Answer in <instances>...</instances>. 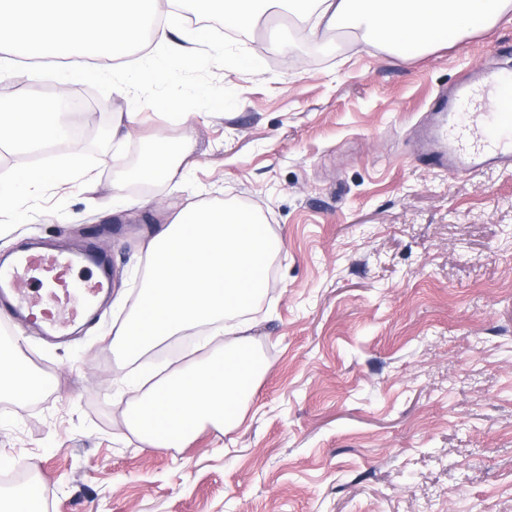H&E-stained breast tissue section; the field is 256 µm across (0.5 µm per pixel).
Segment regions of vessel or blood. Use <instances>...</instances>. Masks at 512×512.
<instances>
[{"label": "vessel or blood", "instance_id": "vessel-or-blood-1", "mask_svg": "<svg viewBox=\"0 0 512 512\" xmlns=\"http://www.w3.org/2000/svg\"><path fill=\"white\" fill-rule=\"evenodd\" d=\"M509 83L511 69L486 68L475 70L470 81L450 89L452 107L466 113L467 120L460 123L447 118L431 135L432 157L449 175H474L490 161L512 163V114L486 109L497 90ZM71 265V258L43 250L0 264V313L13 319L27 313L39 315L45 334H63L66 325L52 306L68 292L66 278ZM25 270L43 274L47 286L40 296H30L24 288L21 273Z\"/></svg>", "mask_w": 512, "mask_h": 512}]
</instances>
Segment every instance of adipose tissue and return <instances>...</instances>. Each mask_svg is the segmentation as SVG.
Here are the masks:
<instances>
[{
    "label": "adipose tissue",
    "instance_id": "ef3b65f1",
    "mask_svg": "<svg viewBox=\"0 0 512 512\" xmlns=\"http://www.w3.org/2000/svg\"><path fill=\"white\" fill-rule=\"evenodd\" d=\"M174 0H0V65L41 59L67 47L103 50L119 60L143 42L145 20L154 36L192 69L194 50L172 41L174 22L162 16ZM225 25L254 27L268 13L287 12L303 37L322 30L360 31L402 53L446 45L490 31L512 11V0H208ZM163 137L151 141L133 174L153 183L172 172ZM281 248L270 225L249 209L190 203L156 227L145 258V280L129 314L112 324V353L123 363L184 331L199 330L208 356L152 384L123 383L136 399L123 411L128 431L151 448L169 431L190 440L204 424L228 432L240 422L262 373L242 315L268 288L259 266ZM38 378L18 343L0 344V399L22 400Z\"/></svg>",
    "mask_w": 512,
    "mask_h": 512
}]
</instances>
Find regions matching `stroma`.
<instances>
[{"mask_svg":"<svg viewBox=\"0 0 512 512\" xmlns=\"http://www.w3.org/2000/svg\"><path fill=\"white\" fill-rule=\"evenodd\" d=\"M265 65L214 69L236 108L177 121L146 109L112 142L123 167L51 196L0 235L97 253L112 286L64 338L0 319L48 389L0 407V466L39 479L47 512H512V167L431 166L438 96L480 64L512 68V12L454 45L399 55L362 32L302 39L275 19L242 36ZM64 152L86 149L128 102L81 82ZM194 149L176 174L127 181L152 136ZM256 211L280 239L249 313L264 374L242 423L144 448L124 425L112 322L132 301L154 225L196 201Z\"/></svg>","mask_w":512,"mask_h":512,"instance_id":"obj_1","label":"stroma"}]
</instances>
